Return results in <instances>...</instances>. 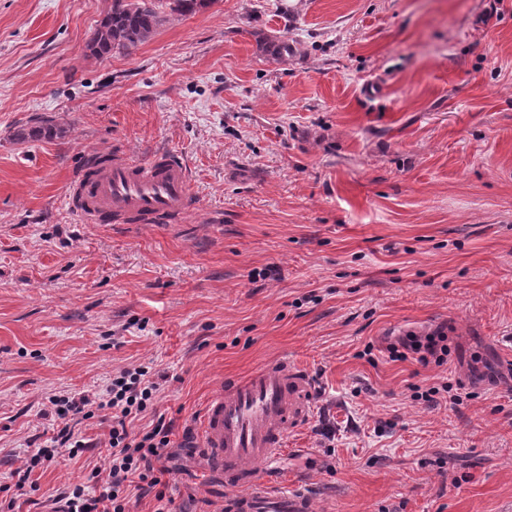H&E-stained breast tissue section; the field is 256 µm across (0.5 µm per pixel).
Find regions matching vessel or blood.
Instances as JSON below:
<instances>
[{"label": "vessel or blood", "instance_id": "b4317fda", "mask_svg": "<svg viewBox=\"0 0 512 512\" xmlns=\"http://www.w3.org/2000/svg\"><path fill=\"white\" fill-rule=\"evenodd\" d=\"M194 200L187 166L174 152L146 161L121 153L91 157L68 193L70 209L88 224H163L182 217ZM311 385L306 371L283 359L226 382L208 400L202 446L224 483L225 512H313L307 490L271 491L260 478L261 468L277 465L289 431L307 418Z\"/></svg>", "mask_w": 512, "mask_h": 512}]
</instances>
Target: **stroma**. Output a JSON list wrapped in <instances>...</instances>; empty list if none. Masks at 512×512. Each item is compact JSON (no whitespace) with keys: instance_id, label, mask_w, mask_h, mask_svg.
Here are the masks:
<instances>
[{"instance_id":"1","label":"stroma","mask_w":512,"mask_h":512,"mask_svg":"<svg viewBox=\"0 0 512 512\" xmlns=\"http://www.w3.org/2000/svg\"><path fill=\"white\" fill-rule=\"evenodd\" d=\"M110 4L0 0V512H49L101 462L63 455L33 501L3 492L53 393L150 366L167 381L136 426L162 414L179 437L283 358L315 388L263 482L309 486L317 512H512V0L165 5L98 59ZM37 116L64 137L15 140ZM116 149L180 154L195 210L83 223L68 187ZM439 328L447 365L389 358ZM203 458L173 459L176 512H222Z\"/></svg>"}]
</instances>
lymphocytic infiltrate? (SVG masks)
<instances>
[{
    "mask_svg": "<svg viewBox=\"0 0 512 512\" xmlns=\"http://www.w3.org/2000/svg\"><path fill=\"white\" fill-rule=\"evenodd\" d=\"M387 350L392 360H413L425 367L443 366L450 354L448 336L440 329L426 334L407 333L388 344ZM160 389V375L140 365L119 370L95 392L52 395L49 403L57 427L47 437L46 447L27 455L22 466L14 470L16 494L38 491L31 475L49 461V448L85 450L87 444L77 439L75 428L102 414L111 420L101 442L109 450L107 464L92 470L90 484L64 487L57 495L58 501L63 502L66 512H130L132 500L149 496L156 503L155 512H173L174 499L168 493L165 476L170 472L169 461L175 457L171 439L174 424L160 417L149 428H134L135 420L152 408Z\"/></svg>",
    "mask_w": 512,
    "mask_h": 512,
    "instance_id": "1",
    "label": "lymphocytic infiltrate"
}]
</instances>
